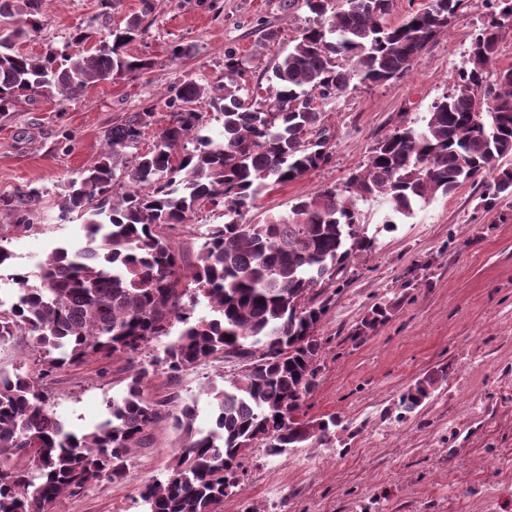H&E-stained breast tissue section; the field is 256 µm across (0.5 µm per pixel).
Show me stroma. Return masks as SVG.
I'll return each mask as SVG.
<instances>
[{"label": "stroma", "mask_w": 512, "mask_h": 512, "mask_svg": "<svg viewBox=\"0 0 512 512\" xmlns=\"http://www.w3.org/2000/svg\"><path fill=\"white\" fill-rule=\"evenodd\" d=\"M126 54L148 59L149 69L99 83L70 99L42 95L0 114V195L40 192L38 227L14 235L16 263L36 266L60 245L83 247L80 220L59 218L68 181L102 158L103 137L130 113L152 105L137 153L149 151L170 120V86L186 80L223 94L224 55L248 59L241 95L266 96L273 70L310 14L282 10L281 0H157ZM139 0H122L104 13L101 0H45L43 29L19 41L21 51L63 50L79 29L101 37L105 26L124 25ZM491 15L485 0H467L446 32L431 41L401 78L358 87L321 107L330 129L331 160L301 178L264 192L246 213L248 223L287 213L297 199L343 188L378 141L396 129L423 125L432 104L450 93L469 59L474 32ZM267 50L254 59L255 41ZM187 54L173 59L174 46ZM483 187L469 183L436 195L394 228L384 208L357 201L371 253L346 264L327 285L331 307L320 324L319 387L302 407L305 417L333 414L350 423L334 447L298 448L278 457L254 449L245 481L224 500V512H512V197L490 210ZM392 301L390 320L370 335L352 334L374 303ZM160 337L139 355L85 362L46 382L53 409L74 431L87 428L120 397L126 377L162 355ZM447 367L448 379L417 414L396 421L395 405L425 372ZM231 367L222 359L158 373L147 387L153 400L178 394L210 424L209 390ZM178 449L177 435L160 428L133 451L125 476L101 483L79 498L57 502L53 512H140L139 492L164 478Z\"/></svg>", "instance_id": "1"}]
</instances>
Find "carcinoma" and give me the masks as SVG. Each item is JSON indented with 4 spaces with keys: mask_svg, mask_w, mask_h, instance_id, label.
Wrapping results in <instances>:
<instances>
[{
    "mask_svg": "<svg viewBox=\"0 0 512 512\" xmlns=\"http://www.w3.org/2000/svg\"><path fill=\"white\" fill-rule=\"evenodd\" d=\"M486 2L492 19L472 38L468 67L425 125L379 141L343 189L300 199L284 215L243 222L262 192L329 161L332 134L312 101L339 95L354 79L372 86L409 72L464 0H425L399 24L389 20L394 0H282L288 11L307 9L313 22L274 68L267 97L239 96L245 63L227 53L224 96L194 81L170 88L177 111L149 151L129 156L154 106L112 127L101 161L71 179L58 204L62 215L83 219L86 245L58 247L34 271L14 262L6 242L35 228L39 191L0 197V270L10 271L16 295L0 302V346L26 336L34 352L33 369H0V512H53L63 497L122 478L132 450L164 421L183 445L164 479L144 484L146 512H223L253 448L276 457L327 447L347 430L335 415L300 412L321 373L318 330L331 297L320 286L374 247L356 201H385L389 226L469 182H482L487 204L512 197V166L502 164L512 158V67H493L512 0ZM140 3L125 26L91 48L78 30L70 52L34 56L16 41L43 26L42 0H0V18L23 15L26 23L0 32V112L42 91L65 101L149 68V60L123 52L157 7ZM212 112L222 120L216 139L201 134ZM204 207L221 211L224 223L209 225L194 255L175 251L170 232ZM202 299L209 315L197 318ZM395 307L374 304L352 338L389 321ZM177 324L163 356L126 377L124 394L92 428L76 433L50 410L43 383L54 373L89 357L137 354ZM217 357L236 369L210 390L208 429L195 426L194 407L179 395L154 401L146 394L158 372L174 377ZM447 378L443 367L417 379L399 396L398 418L415 413Z\"/></svg>",
    "mask_w": 512,
    "mask_h": 512,
    "instance_id": "obj_1",
    "label": "carcinoma"
}]
</instances>
